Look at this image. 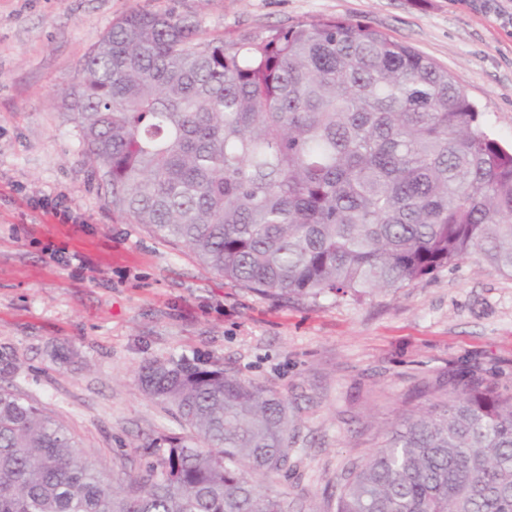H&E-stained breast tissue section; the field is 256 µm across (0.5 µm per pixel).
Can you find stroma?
I'll return each instance as SVG.
<instances>
[{
  "label": "stroma",
  "instance_id": "obj_1",
  "mask_svg": "<svg viewBox=\"0 0 512 512\" xmlns=\"http://www.w3.org/2000/svg\"><path fill=\"white\" fill-rule=\"evenodd\" d=\"M135 11L195 21L207 39L365 22L447 69L506 146L512 16L468 0H0V386L63 424L117 484L185 433L141 391L142 365L233 371L288 406L291 469L261 492L286 512H335L341 473L429 389L453 376L512 389V276L470 258L356 301L277 300L113 211L59 94ZM60 198L76 223L44 209Z\"/></svg>",
  "mask_w": 512,
  "mask_h": 512
}]
</instances>
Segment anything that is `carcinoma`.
I'll list each match as a JSON object with an SVG mask.
<instances>
[{"label": "carcinoma", "instance_id": "1", "mask_svg": "<svg viewBox=\"0 0 512 512\" xmlns=\"http://www.w3.org/2000/svg\"><path fill=\"white\" fill-rule=\"evenodd\" d=\"M112 208L208 272L278 299L390 291L475 256L512 275V148L412 47L321 18L226 40L166 13L112 24L64 93ZM141 390L191 437L115 487L0 386V512H285L288 407L223 369L152 361ZM336 512H512V392L402 416Z\"/></svg>", "mask_w": 512, "mask_h": 512}]
</instances>
